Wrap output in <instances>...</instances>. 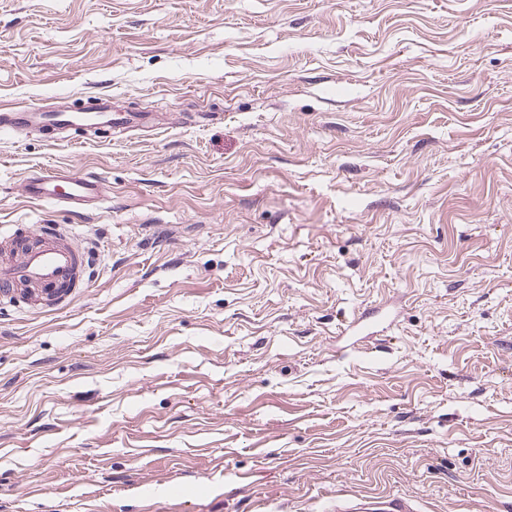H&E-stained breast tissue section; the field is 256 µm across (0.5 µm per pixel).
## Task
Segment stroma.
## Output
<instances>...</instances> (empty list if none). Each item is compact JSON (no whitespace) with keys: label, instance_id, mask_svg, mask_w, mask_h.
<instances>
[{"label":"stroma","instance_id":"obj_1","mask_svg":"<svg viewBox=\"0 0 512 512\" xmlns=\"http://www.w3.org/2000/svg\"><path fill=\"white\" fill-rule=\"evenodd\" d=\"M96 96L164 123L0 135L92 265L0 303V512H512V0H0V109ZM20 189L31 202L54 204L76 216L92 214L109 198L101 177L74 175L58 169L25 177ZM324 511L331 510L336 512H416L409 499L403 496H395L383 502L378 503H360L355 510L340 509L336 506L324 508Z\"/></svg>","mask_w":512,"mask_h":512}]
</instances>
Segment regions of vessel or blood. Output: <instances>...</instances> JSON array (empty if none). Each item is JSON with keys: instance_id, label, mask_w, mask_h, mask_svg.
<instances>
[{"instance_id": "vessel-or-blood-1", "label": "vessel or blood", "mask_w": 512, "mask_h": 512, "mask_svg": "<svg viewBox=\"0 0 512 512\" xmlns=\"http://www.w3.org/2000/svg\"><path fill=\"white\" fill-rule=\"evenodd\" d=\"M144 112H116L112 100L98 98L93 107L65 106L52 111L24 107L0 112V132H38L46 144L66 140L76 133L111 137L113 129L135 130L150 123ZM29 201L49 203L76 216H87L107 199L102 178L49 169L25 177L20 185ZM90 263L84 250L75 247L66 231L44 225L30 231L11 225L0 231V300L25 297L39 309L43 297L68 299L89 277ZM356 512H416L409 499L396 496L383 502L359 504Z\"/></svg>"}]
</instances>
